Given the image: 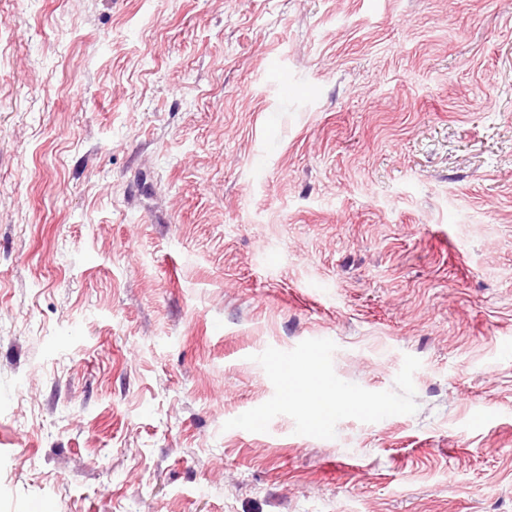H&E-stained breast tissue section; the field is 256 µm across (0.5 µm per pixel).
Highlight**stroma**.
<instances>
[{"label":"stroma","instance_id":"obj_1","mask_svg":"<svg viewBox=\"0 0 512 512\" xmlns=\"http://www.w3.org/2000/svg\"><path fill=\"white\" fill-rule=\"evenodd\" d=\"M510 341L512 0H0V512H512Z\"/></svg>","mask_w":512,"mask_h":512}]
</instances>
